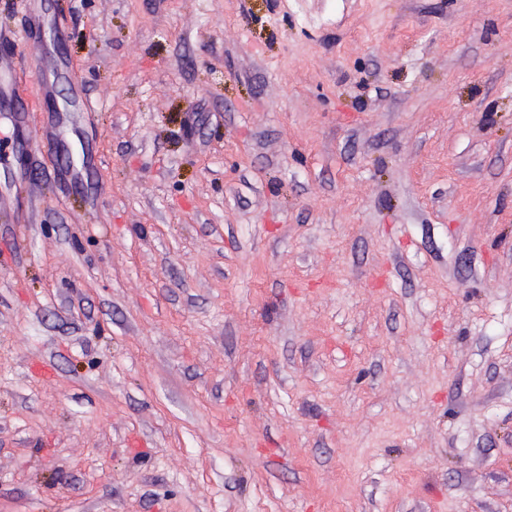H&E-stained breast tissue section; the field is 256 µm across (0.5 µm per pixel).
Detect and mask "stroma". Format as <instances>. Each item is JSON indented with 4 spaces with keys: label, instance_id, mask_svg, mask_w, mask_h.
Masks as SVG:
<instances>
[{
    "label": "stroma",
    "instance_id": "35a3bbf8",
    "mask_svg": "<svg viewBox=\"0 0 512 512\" xmlns=\"http://www.w3.org/2000/svg\"><path fill=\"white\" fill-rule=\"evenodd\" d=\"M31 2L0 512H512V0Z\"/></svg>",
    "mask_w": 512,
    "mask_h": 512
}]
</instances>
